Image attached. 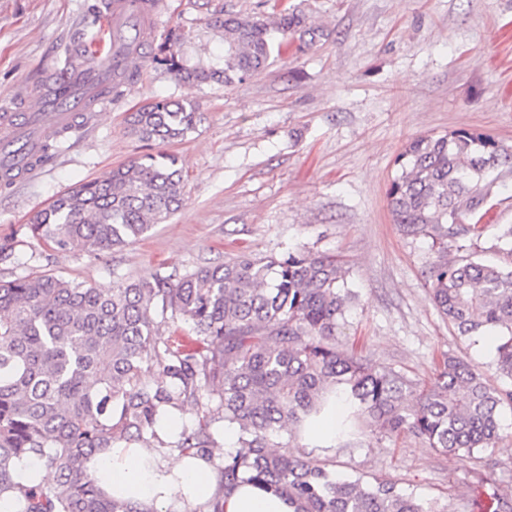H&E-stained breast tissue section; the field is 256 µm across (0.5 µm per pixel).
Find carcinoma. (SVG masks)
<instances>
[{"label":"carcinoma","mask_w":512,"mask_h":512,"mask_svg":"<svg viewBox=\"0 0 512 512\" xmlns=\"http://www.w3.org/2000/svg\"><path fill=\"white\" fill-rule=\"evenodd\" d=\"M214 27L224 33L223 62L186 64L174 33L152 62L183 83L230 84L268 65L273 34L298 37L300 50L323 36L287 9L228 15ZM200 121L195 104L159 100L126 124L150 146L182 139ZM395 165L387 189L393 223L445 255L450 242L482 239L479 212L512 174V145L456 129L408 142ZM182 201L180 159L145 153L58 196L28 231L60 250L100 256L165 222ZM431 294L461 335L495 334L497 370L512 380V268L443 259L431 272ZM351 297L336 256L301 251L230 259L175 282L154 273L110 293L49 274L0 279V501L19 512H157L112 497L89 463L121 440L146 441L168 413L194 405L201 419L183 426L176 442L183 454L210 453L213 423L238 425V447L221 467L225 488L240 481L271 489L295 512H433L393 481L340 479L316 460L273 450L271 437L303 425L330 393L375 428L410 431L462 459L500 438V410L512 406V390L488 387L467 361L448 357L409 409L400 375L339 350L334 337ZM178 317L191 323L197 348L160 333ZM154 365L162 380L150 385L143 374ZM470 506L512 509L482 485Z\"/></svg>","instance_id":"obj_1"}]
</instances>
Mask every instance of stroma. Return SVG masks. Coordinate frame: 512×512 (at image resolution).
Masks as SVG:
<instances>
[{
    "instance_id": "1",
    "label": "stroma",
    "mask_w": 512,
    "mask_h": 512,
    "mask_svg": "<svg viewBox=\"0 0 512 512\" xmlns=\"http://www.w3.org/2000/svg\"><path fill=\"white\" fill-rule=\"evenodd\" d=\"M93 3L0 0V108L36 104L75 38L94 35ZM285 8L323 38L302 52L284 41L245 81L183 84L151 61L173 33L188 59L223 57L214 18ZM155 18L137 80L65 137L47 131L53 155L0 190V242L13 243L0 278L52 274L109 290L242 256L329 254L345 262L354 294L337 346L400 373L408 406L450 355L477 366L491 387L512 385L496 369L490 337L460 335L435 309L429 271L441 255L431 239L400 232L385 197L409 140L473 128L512 144V0H158ZM160 99L195 102L203 114L195 132L165 146L180 157L185 180L184 201L166 223L102 256L58 251L22 233L59 194L142 154L125 119ZM482 222L480 244L451 246L449 258L512 264L511 253L493 248L512 226V175ZM501 423L494 447L467 461L362 421L333 451L309 449L293 428L278 436L277 450L310 456L341 477L394 481L437 512H470V490L480 483L512 502V409H502Z\"/></svg>"
}]
</instances>
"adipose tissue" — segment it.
I'll return each mask as SVG.
<instances>
[{"label": "adipose tissue", "mask_w": 512, "mask_h": 512, "mask_svg": "<svg viewBox=\"0 0 512 512\" xmlns=\"http://www.w3.org/2000/svg\"><path fill=\"white\" fill-rule=\"evenodd\" d=\"M217 462L214 455L186 457L145 445H119L90 467L114 496L154 504L158 512H190L216 496L224 512H294L286 498L250 483L220 490Z\"/></svg>", "instance_id": "1"}]
</instances>
